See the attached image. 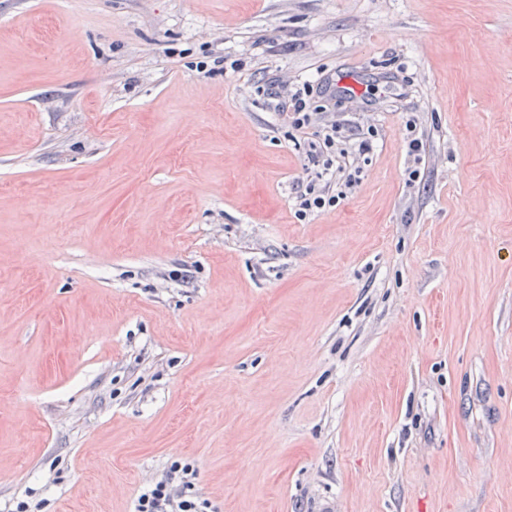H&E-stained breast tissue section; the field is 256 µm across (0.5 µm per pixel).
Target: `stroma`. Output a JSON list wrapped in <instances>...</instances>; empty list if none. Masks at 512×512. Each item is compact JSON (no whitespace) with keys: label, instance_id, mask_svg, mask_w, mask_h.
Listing matches in <instances>:
<instances>
[{"label":"stroma","instance_id":"1","mask_svg":"<svg viewBox=\"0 0 512 512\" xmlns=\"http://www.w3.org/2000/svg\"><path fill=\"white\" fill-rule=\"evenodd\" d=\"M305 84L378 135L302 220ZM176 461L212 512H512V0H0V508ZM309 93L310 86L304 85L302 92L299 90L291 94L288 99V106L285 103V106L279 107V110L282 111L279 114L285 115L288 122L297 130L308 129L322 120V117L318 116L323 114L322 112L307 111L308 107L305 97L309 96ZM417 116L414 113L407 115L405 120L407 154L411 158V165L406 168V183L411 184L419 178L421 166L426 163V149L423 138L417 131Z\"/></svg>","mask_w":512,"mask_h":512}]
</instances>
